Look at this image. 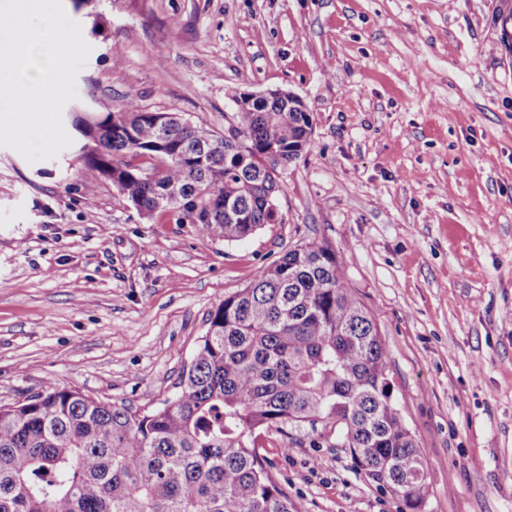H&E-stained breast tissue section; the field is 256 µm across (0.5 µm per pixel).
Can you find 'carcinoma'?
Instances as JSON below:
<instances>
[{
	"instance_id": "carcinoma-1",
	"label": "carcinoma",
	"mask_w": 512,
	"mask_h": 512,
	"mask_svg": "<svg viewBox=\"0 0 512 512\" xmlns=\"http://www.w3.org/2000/svg\"><path fill=\"white\" fill-rule=\"evenodd\" d=\"M234 102L233 139L135 104L76 117L88 190L107 179L141 215L166 213L227 242L275 223L276 171L310 144L311 113L292 93ZM387 370L341 252L317 241L290 249L209 313L161 406L138 410L55 382L0 403V512H296L260 439L319 423L369 479L422 512L427 465Z\"/></svg>"
}]
</instances>
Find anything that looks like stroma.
Wrapping results in <instances>:
<instances>
[{"label": "stroma", "mask_w": 512, "mask_h": 512, "mask_svg": "<svg viewBox=\"0 0 512 512\" xmlns=\"http://www.w3.org/2000/svg\"><path fill=\"white\" fill-rule=\"evenodd\" d=\"M92 51L28 163L0 147V402L46 382L133 407L170 397L209 312L291 248L342 251L424 512H512V0H62ZM282 89L312 145L278 167V219L237 242L94 192L73 118L138 104L224 132ZM297 512H404L335 433L264 438Z\"/></svg>", "instance_id": "stroma-1"}]
</instances>
